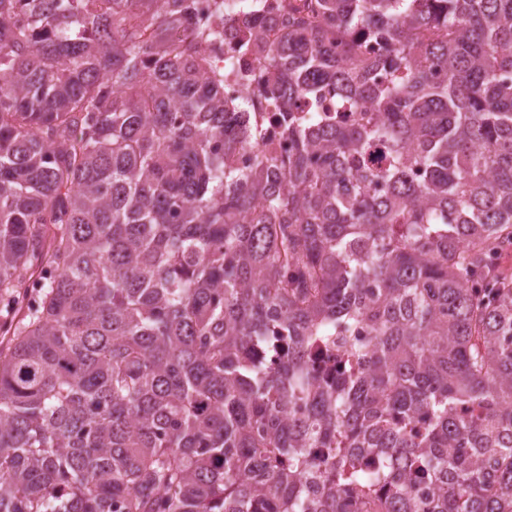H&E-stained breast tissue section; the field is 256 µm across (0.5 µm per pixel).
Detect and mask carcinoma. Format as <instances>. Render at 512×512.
<instances>
[{
    "instance_id": "cac0c4a2",
    "label": "carcinoma",
    "mask_w": 512,
    "mask_h": 512,
    "mask_svg": "<svg viewBox=\"0 0 512 512\" xmlns=\"http://www.w3.org/2000/svg\"><path fill=\"white\" fill-rule=\"evenodd\" d=\"M241 2L0 0V512H512V0ZM193 3L195 13L204 23L222 26L225 13V15L234 17L238 27H245V24L239 19V15H242L243 12L240 10L238 0H194ZM236 39V32L226 27L225 41L220 44L206 43L202 45V53L208 58L215 61L218 67L229 68L234 64V57L232 53L225 50V44L232 43ZM273 144L275 149L280 152L287 151L289 144L288 141L278 140L274 134L273 128L268 125L264 138H258L256 146L246 147L235 156V163L238 166H247L251 163L256 150L266 149Z\"/></svg>"
}]
</instances>
